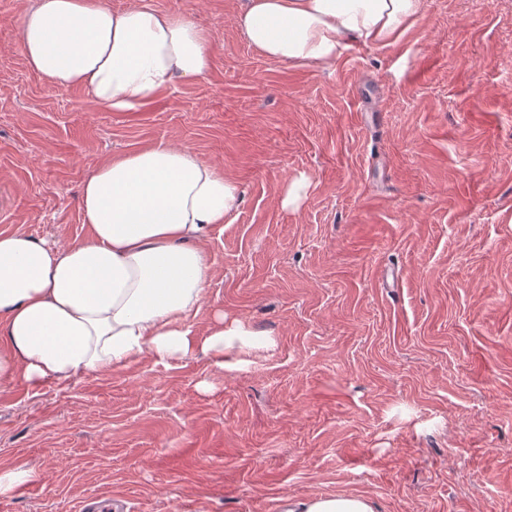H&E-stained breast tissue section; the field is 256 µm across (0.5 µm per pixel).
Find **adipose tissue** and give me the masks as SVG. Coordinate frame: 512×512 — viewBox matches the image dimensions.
<instances>
[{
  "instance_id": "ef3b65f1",
  "label": "adipose tissue",
  "mask_w": 512,
  "mask_h": 512,
  "mask_svg": "<svg viewBox=\"0 0 512 512\" xmlns=\"http://www.w3.org/2000/svg\"><path fill=\"white\" fill-rule=\"evenodd\" d=\"M423 0H237L234 24L269 59L332 68L357 42L388 45ZM209 36L151 0L114 11L100 0H29L20 43L47 83L125 112L210 70ZM238 183L187 146L159 143L108 157L85 181L87 234L67 245L0 232V378L37 388L127 367L211 356L232 367L270 333L214 311L193 320L213 276L206 245L240 203Z\"/></svg>"
}]
</instances>
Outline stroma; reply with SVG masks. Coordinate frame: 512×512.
<instances>
[{"label": "stroma", "mask_w": 512, "mask_h": 512, "mask_svg": "<svg viewBox=\"0 0 512 512\" xmlns=\"http://www.w3.org/2000/svg\"><path fill=\"white\" fill-rule=\"evenodd\" d=\"M27 0H0V232L82 240L83 182L179 142L242 192L208 245L214 309L272 333L29 389L0 379V512H512V0H424L388 46L329 69L261 55L234 0H153L209 35L212 66L130 112L32 71ZM305 175L299 206L287 182ZM31 470L0 469V495L13 492L19 485L32 479ZM289 512H375L371 500L361 495L319 496L299 501Z\"/></svg>", "instance_id": "35a3bbf8"}]
</instances>
